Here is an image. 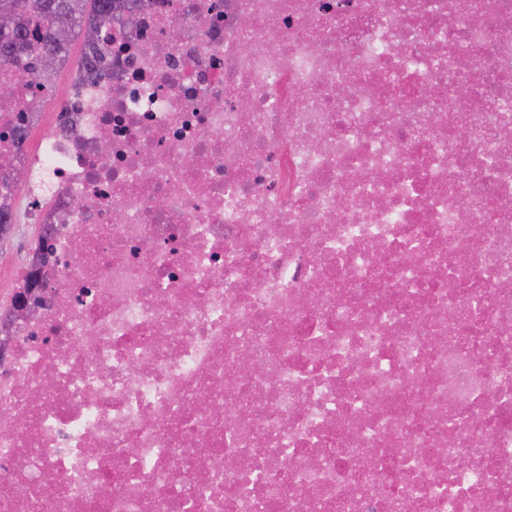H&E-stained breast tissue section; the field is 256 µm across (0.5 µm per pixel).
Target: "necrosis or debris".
Segmentation results:
<instances>
[{"label":"necrosis or debris","mask_w":512,"mask_h":512,"mask_svg":"<svg viewBox=\"0 0 512 512\" xmlns=\"http://www.w3.org/2000/svg\"><path fill=\"white\" fill-rule=\"evenodd\" d=\"M0 82V512H512V0H125L52 123ZM37 232V224H15L10 233L0 241L2 262L16 265L24 261Z\"/></svg>","instance_id":"necrosis-or-debris-1"}]
</instances>
